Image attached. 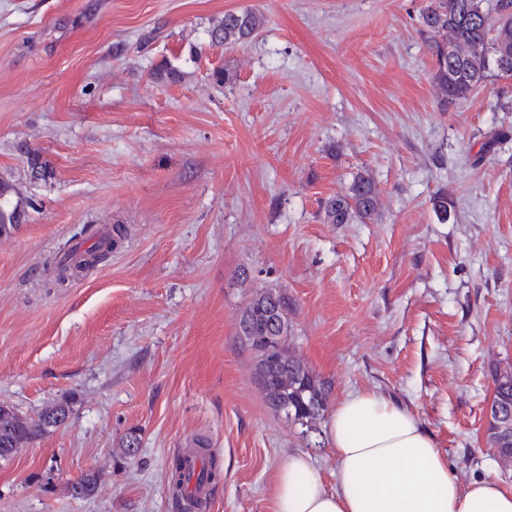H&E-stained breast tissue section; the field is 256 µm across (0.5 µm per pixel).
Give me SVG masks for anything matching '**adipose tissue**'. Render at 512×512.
Returning a JSON list of instances; mask_svg holds the SVG:
<instances>
[{"label": "adipose tissue", "instance_id": "ef3b65f1", "mask_svg": "<svg viewBox=\"0 0 512 512\" xmlns=\"http://www.w3.org/2000/svg\"><path fill=\"white\" fill-rule=\"evenodd\" d=\"M327 432L334 483L296 452L273 475L270 512H512V488L461 483L434 437L406 408L368 390L339 400Z\"/></svg>", "mask_w": 512, "mask_h": 512}]
</instances>
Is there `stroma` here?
<instances>
[{"label":"stroma","mask_w":512,"mask_h":512,"mask_svg":"<svg viewBox=\"0 0 512 512\" xmlns=\"http://www.w3.org/2000/svg\"><path fill=\"white\" fill-rule=\"evenodd\" d=\"M422 3L0 0V180L28 202L0 232V403L71 409L0 459V512H176L167 467L199 435L223 468L209 512H270L298 451L331 476L326 425L302 433L254 376L239 317L264 288L287 292L292 348L331 401L383 395L461 482L512 486L485 440L512 368V79L441 106ZM246 8L259 35L211 45ZM164 64L182 80L156 81ZM360 173L374 219L327 222ZM83 224L127 236L57 287L45 262ZM88 474L97 493L74 497ZM265 25V17L257 10L226 11L208 31L212 45H232L257 35ZM490 404L512 408V371H496L494 375V391Z\"/></svg>","instance_id":"obj_1"}]
</instances>
